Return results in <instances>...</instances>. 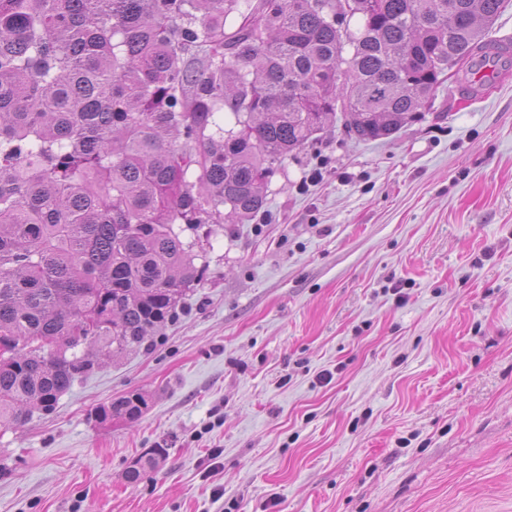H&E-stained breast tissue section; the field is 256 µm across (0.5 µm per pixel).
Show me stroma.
I'll list each match as a JSON object with an SVG mask.
<instances>
[{"label":"stroma","instance_id":"1","mask_svg":"<svg viewBox=\"0 0 512 512\" xmlns=\"http://www.w3.org/2000/svg\"><path fill=\"white\" fill-rule=\"evenodd\" d=\"M461 86L288 159L173 322L0 427V512H512V69ZM148 409V401L142 392H133L100 406L95 412L99 424L134 421Z\"/></svg>","mask_w":512,"mask_h":512}]
</instances>
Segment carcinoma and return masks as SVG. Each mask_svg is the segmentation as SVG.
<instances>
[{"label":"carcinoma","mask_w":512,"mask_h":512,"mask_svg":"<svg viewBox=\"0 0 512 512\" xmlns=\"http://www.w3.org/2000/svg\"><path fill=\"white\" fill-rule=\"evenodd\" d=\"M335 2L0 0L1 426L174 319L214 227L264 212L337 114L350 137H390L448 58L509 49L484 35L503 0H354L342 30ZM147 409L133 392L95 418Z\"/></svg>","instance_id":"cac0c4a2"}]
</instances>
